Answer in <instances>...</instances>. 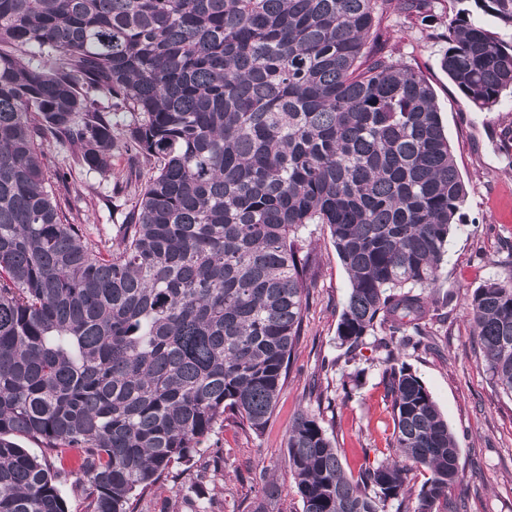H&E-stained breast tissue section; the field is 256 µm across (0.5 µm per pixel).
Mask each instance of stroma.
I'll use <instances>...</instances> for the list:
<instances>
[{
    "label": "stroma",
    "instance_id": "35a3bbf8",
    "mask_svg": "<svg viewBox=\"0 0 512 512\" xmlns=\"http://www.w3.org/2000/svg\"><path fill=\"white\" fill-rule=\"evenodd\" d=\"M389 25L385 50L427 77L467 188L448 263L431 291L438 306L430 326L439 350L408 349L400 359L427 387L456 438L465 478L453 488L452 497L464 499L466 512H512V398L495 386L483 363L466 305L487 281L512 279V99L503 98L492 111H478L441 69L442 41L394 13ZM76 180L79 190L63 195L67 208L80 223L103 235L111 233L113 215L105 205L108 182L94 174H80ZM305 245L315 259V286L288 380L261 434L229 417L202 444V458L219 459L221 465L207 484L208 512H249L257 495L252 479L265 468L274 471L283 487L273 512H302L285 467L286 438L296 414L316 407L310 390L323 360L338 361L329 374L333 387L352 374L361 376L350 400L335 402L323 412L345 468L358 470L363 449L386 448L391 436L390 401L382 383L386 353L367 345L355 362H339L343 349L337 326L349 275L326 228L315 227Z\"/></svg>",
    "mask_w": 512,
    "mask_h": 512
}]
</instances>
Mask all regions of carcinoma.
<instances>
[{
  "label": "carcinoma",
  "instance_id": "cac0c4a2",
  "mask_svg": "<svg viewBox=\"0 0 512 512\" xmlns=\"http://www.w3.org/2000/svg\"><path fill=\"white\" fill-rule=\"evenodd\" d=\"M467 2L437 34L440 65L490 111L512 94V45L479 16L512 28V0ZM388 5L436 28L429 0H0V512H65L49 459L73 448L86 512H133L224 413L261 432L314 287L311 224L349 274L340 346L386 351L393 432L354 476L301 411L286 463L302 512H463L455 436L391 345L439 348L428 290L467 189L430 83L384 52ZM53 142L68 156L51 175ZM121 158L153 172L93 238L53 185L97 173L116 199ZM467 306L512 396V281ZM259 481L252 512H269L279 487Z\"/></svg>",
  "mask_w": 512,
  "mask_h": 512
}]
</instances>
